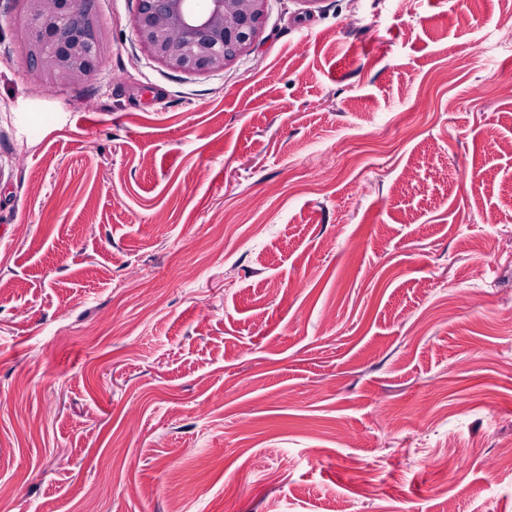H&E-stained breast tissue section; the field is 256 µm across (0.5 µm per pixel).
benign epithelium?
<instances>
[{"instance_id": "obj_1", "label": "benign epithelium", "mask_w": 512, "mask_h": 512, "mask_svg": "<svg viewBox=\"0 0 512 512\" xmlns=\"http://www.w3.org/2000/svg\"><path fill=\"white\" fill-rule=\"evenodd\" d=\"M28 56L40 72L81 82L97 68L103 35L87 0H26ZM268 0H138L137 41L183 73L219 72L249 54Z\"/></svg>"}]
</instances>
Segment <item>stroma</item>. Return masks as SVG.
<instances>
[{
    "mask_svg": "<svg viewBox=\"0 0 512 512\" xmlns=\"http://www.w3.org/2000/svg\"><path fill=\"white\" fill-rule=\"evenodd\" d=\"M93 3L68 83L0 0V512H512V0H268L204 74Z\"/></svg>",
    "mask_w": 512,
    "mask_h": 512,
    "instance_id": "stroma-1",
    "label": "stroma"
}]
</instances>
